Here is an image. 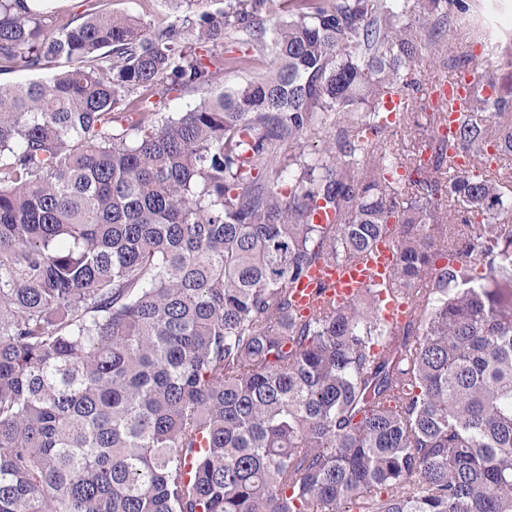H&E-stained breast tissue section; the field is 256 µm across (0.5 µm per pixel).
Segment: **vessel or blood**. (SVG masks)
<instances>
[{"label": "vessel or blood", "instance_id": "1", "mask_svg": "<svg viewBox=\"0 0 512 512\" xmlns=\"http://www.w3.org/2000/svg\"><path fill=\"white\" fill-rule=\"evenodd\" d=\"M468 93L467 83L459 78L448 77L434 83L435 101L445 103L448 109V123L442 128L445 136L454 134ZM394 264L395 245L391 240L383 239L360 261L314 267L295 284L294 305L302 315L308 316L322 300L333 298L340 303L348 302L368 288L389 287Z\"/></svg>", "mask_w": 512, "mask_h": 512}]
</instances>
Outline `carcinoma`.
I'll return each instance as SVG.
<instances>
[{
	"mask_svg": "<svg viewBox=\"0 0 512 512\" xmlns=\"http://www.w3.org/2000/svg\"><path fill=\"white\" fill-rule=\"evenodd\" d=\"M83 2L0 0V74L62 67L0 83V512H512V83L408 154L383 110L421 33L510 71L512 41L460 0ZM382 237L405 323L376 288L297 316L308 269ZM104 7L112 10L114 12H133L140 13L145 21L151 23H158L160 20L164 19L167 15V9L160 3L155 2L151 13L143 12L141 7L139 6V2H135V0H102Z\"/></svg>",
	"mask_w": 512,
	"mask_h": 512,
	"instance_id": "1",
	"label": "carcinoma"
}]
</instances>
